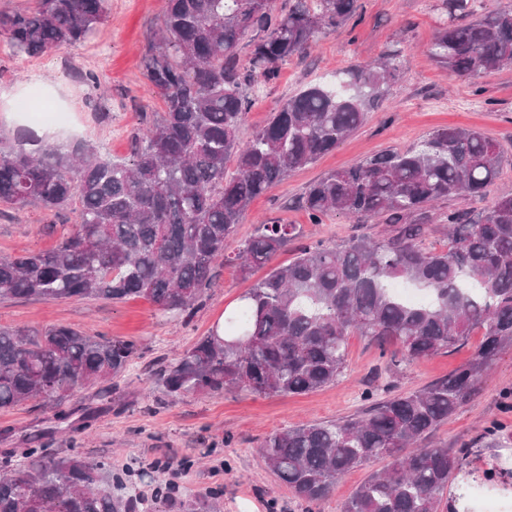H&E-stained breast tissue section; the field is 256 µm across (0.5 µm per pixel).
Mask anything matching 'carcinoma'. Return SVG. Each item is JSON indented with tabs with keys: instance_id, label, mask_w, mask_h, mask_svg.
I'll return each mask as SVG.
<instances>
[{
	"instance_id": "obj_1",
	"label": "carcinoma",
	"mask_w": 512,
	"mask_h": 512,
	"mask_svg": "<svg viewBox=\"0 0 512 512\" xmlns=\"http://www.w3.org/2000/svg\"><path fill=\"white\" fill-rule=\"evenodd\" d=\"M25 12H0V41L15 55L37 56L83 41L106 0H34ZM355 0H165L157 47L143 57L148 87L164 110L132 134L128 157L94 147L27 148L0 139V202L37 203L58 213L78 204L72 231L51 250L0 257V300L74 296L113 302L144 298L171 318L192 316L214 283L219 259L243 275L269 266L224 322L158 382L167 395H300L337 382L346 341L357 333L398 346L407 362L447 350L475 329L473 357L423 389L388 397L364 416L280 429L260 445L263 463L302 499L324 500L336 481L376 459V471L341 512H439L457 456L419 441L458 412L503 348L512 344V196L484 208L440 214L450 248L421 241L433 203L482 200L499 175L500 146L462 126L431 133L312 183L301 199L311 223L332 215L377 218L378 239L299 243L286 266L280 248L300 239L294 224H261L233 251L235 227L252 201L293 170L314 162L363 124L401 67L399 55L335 72L289 97L251 140L238 131L250 101L243 88L268 83L288 58L320 34L345 25ZM450 22L431 56L454 75H478L512 63V7L474 15L469 0H446ZM249 39L246 63L238 49ZM234 160L235 174L226 163ZM402 282L427 299L410 305L390 288ZM138 357L130 340L91 336L67 325L0 328V409L35 397L70 413L75 389L120 375ZM77 455L29 448L0 459V512H163L158 500L112 493L122 476ZM224 490L180 501L182 512H219Z\"/></svg>"
}]
</instances>
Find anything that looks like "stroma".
<instances>
[{
  "label": "stroma",
  "instance_id": "obj_1",
  "mask_svg": "<svg viewBox=\"0 0 512 512\" xmlns=\"http://www.w3.org/2000/svg\"><path fill=\"white\" fill-rule=\"evenodd\" d=\"M163 10L164 0H107L102 22L82 43L34 57L1 52L0 135L14 140L27 131L40 133V125L18 104L45 96L72 112L77 142L126 157L130 136L141 125L142 105L154 112L163 109L148 90L142 65ZM447 20L445 0H356L345 26L319 35L309 51L281 65L275 80L246 88L253 105L239 131L244 141L306 85L390 51L402 61L385 99L364 125L256 198L235 228L234 243L273 221L296 225L307 242L339 244L354 236H378L383 224L376 219L334 215L311 223L299 199L329 171L418 144L449 126L480 130L501 146V173L487 187L484 205L512 195V66L471 78L450 75L430 55V44ZM89 70L98 75L97 85L82 82V73ZM73 224L70 213L56 215L33 203L21 208L0 203V256L52 249ZM266 273L257 267L244 276L231 264H218L213 287L187 321L165 318L141 298L118 303L84 297L0 301V327L36 330L62 324L92 336L132 340L139 348L138 358L121 375L77 389L66 400L77 419L87 406L110 401V409L85 428L58 422L55 403L42 397L0 411V454L45 447L59 455L104 461L113 473H129L149 497L175 485L167 512H180V501L215 488L224 491L221 512H340L372 472L386 467V460L351 470L326 499L311 504L265 466L261 441L287 426L360 413L368 406L365 393L378 401L445 378L471 358L482 332L474 330L455 348L410 363L392 361L369 337L351 335L346 374L307 394L257 395L228 388L220 395L166 396L157 372L208 335ZM424 442L458 457L440 512H485L489 507L512 512V346L499 353L471 401Z\"/></svg>",
  "mask_w": 512,
  "mask_h": 512
}]
</instances>
